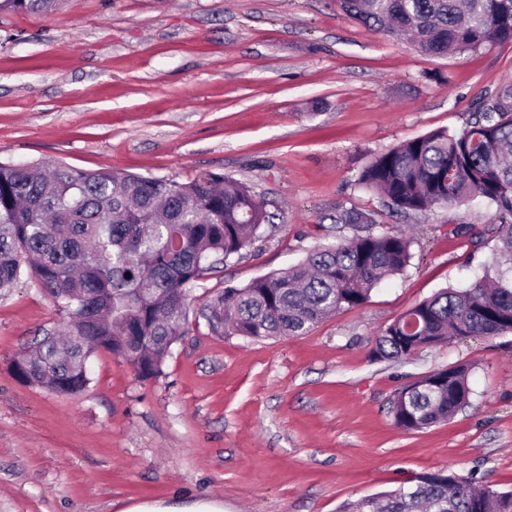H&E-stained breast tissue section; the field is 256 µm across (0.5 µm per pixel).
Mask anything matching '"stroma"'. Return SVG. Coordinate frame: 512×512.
I'll return each instance as SVG.
<instances>
[{
	"label": "stroma",
	"instance_id": "1",
	"mask_svg": "<svg viewBox=\"0 0 512 512\" xmlns=\"http://www.w3.org/2000/svg\"><path fill=\"white\" fill-rule=\"evenodd\" d=\"M512 90V43L449 57L349 18L340 0H58L37 16L0 11V161L246 183L274 223L196 289L186 333L140 378L107 352L84 393L19 382L11 362L60 322L26 283L0 299V512H133L222 504L224 512H338L349 500L435 473L512 490V334L454 339L377 359L380 330L490 263L482 201L390 216L361 189L371 157L436 129L461 131ZM406 233L414 257L362 306L307 335L211 332L217 293L354 235L337 208ZM471 232L456 235V226ZM469 369L468 407L408 432L397 392Z\"/></svg>",
	"mask_w": 512,
	"mask_h": 512
}]
</instances>
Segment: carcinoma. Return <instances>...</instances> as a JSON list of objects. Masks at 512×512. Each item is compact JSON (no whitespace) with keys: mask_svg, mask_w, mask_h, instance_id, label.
<instances>
[{"mask_svg":"<svg viewBox=\"0 0 512 512\" xmlns=\"http://www.w3.org/2000/svg\"><path fill=\"white\" fill-rule=\"evenodd\" d=\"M370 30L408 37L420 52L452 56L512 42V0H341ZM55 0H0V9L46 14ZM358 185L392 212L426 215L475 198L493 209L491 265L463 289L445 288L379 334L372 354L401 360L450 336L512 334V105L497 102L455 133L435 130L372 158ZM276 215L251 187L202 170L187 182L0 161V298L33 282L62 315L66 333L44 329L12 362L18 381L76 396L91 382L89 360L105 351L142 378L160 373L185 334L194 289L260 238ZM334 222L361 233L317 247L294 266L226 288L206 303L210 329L262 340L307 334L338 311L367 302L403 273L412 240L375 233L374 213L336 209ZM130 277H125V274ZM468 368L405 385L394 423L420 431L469 403ZM341 512H512V492L472 477L430 474Z\"/></svg>","mask_w":512,"mask_h":512,"instance_id":"1","label":"carcinoma"}]
</instances>
